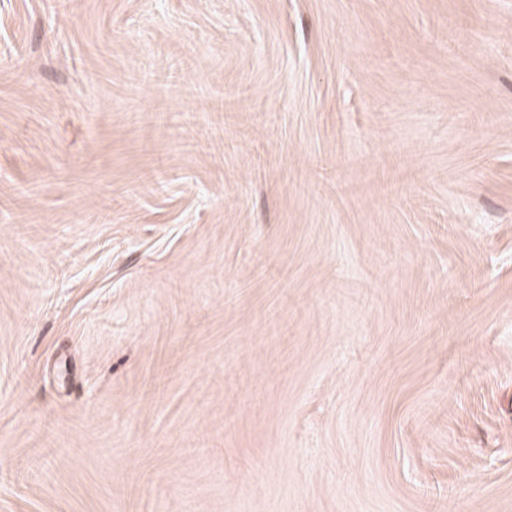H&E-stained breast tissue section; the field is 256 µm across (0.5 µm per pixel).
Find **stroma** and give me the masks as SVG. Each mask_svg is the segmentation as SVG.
I'll list each match as a JSON object with an SVG mask.
<instances>
[{"mask_svg": "<svg viewBox=\"0 0 512 512\" xmlns=\"http://www.w3.org/2000/svg\"><path fill=\"white\" fill-rule=\"evenodd\" d=\"M0 512H512V0H0Z\"/></svg>", "mask_w": 512, "mask_h": 512, "instance_id": "obj_1", "label": "stroma"}]
</instances>
